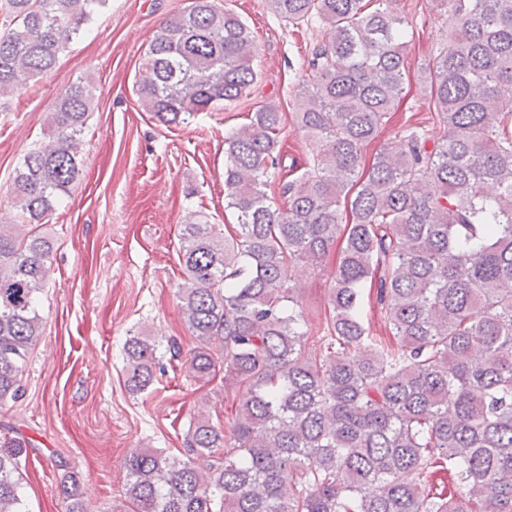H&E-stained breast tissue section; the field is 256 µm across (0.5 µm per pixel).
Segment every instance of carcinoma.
Instances as JSON below:
<instances>
[{
  "instance_id": "obj_1",
  "label": "carcinoma",
  "mask_w": 512,
  "mask_h": 512,
  "mask_svg": "<svg viewBox=\"0 0 512 512\" xmlns=\"http://www.w3.org/2000/svg\"><path fill=\"white\" fill-rule=\"evenodd\" d=\"M108 0H0V99L37 81ZM292 26L325 30L302 67L297 130L318 153L283 164V113L270 102L224 138V201L237 224L181 225L178 298L197 341L185 361L234 415L190 417L182 456L134 448L112 512H512V0H430L448 44L429 65L427 107L442 129L406 127L370 167L363 148L403 92L408 19L396 0H266ZM258 45L217 0H189L154 35L135 83L166 126L257 80ZM89 94L51 107L48 141L9 188L0 224V408L24 393L42 333L51 240L39 227L79 176ZM283 203H278L277 199ZM339 246L325 324L308 326L286 271ZM377 289L390 338L366 319ZM319 346L315 355L307 347ZM124 386L145 392L181 357L134 333ZM0 452V512H30L17 456ZM83 512L80 479L62 482Z\"/></svg>"
}]
</instances>
